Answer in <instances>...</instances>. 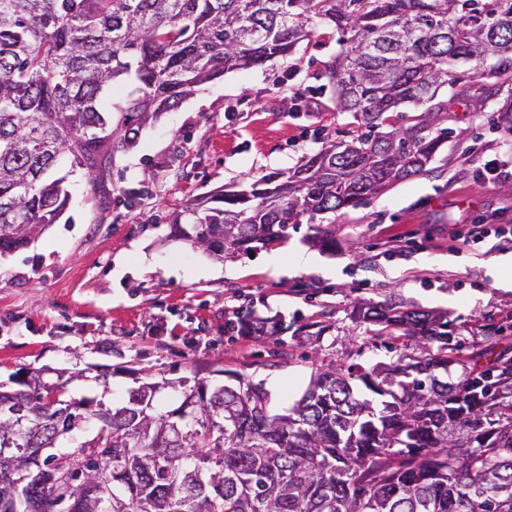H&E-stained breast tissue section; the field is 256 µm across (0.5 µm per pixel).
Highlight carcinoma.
Listing matches in <instances>:
<instances>
[{
	"instance_id": "obj_1",
	"label": "carcinoma",
	"mask_w": 512,
	"mask_h": 512,
	"mask_svg": "<svg viewBox=\"0 0 512 512\" xmlns=\"http://www.w3.org/2000/svg\"><path fill=\"white\" fill-rule=\"evenodd\" d=\"M319 24L340 35L329 80L352 137L291 173L190 199L170 237L221 261L425 172L451 134L438 90L460 84L461 67L512 80V0H0V256L69 209L65 164L97 186L144 122L288 55ZM405 104L428 108L397 127ZM354 320L388 332L397 358L323 365L283 414L239 373L146 381L119 406L72 397L79 374L16 381L0 390V512H512V341L497 328L465 347L448 316L391 301L359 305ZM168 388L179 403L160 412ZM18 412L49 449L20 486L9 475L26 460L7 436ZM89 417L98 430L65 448ZM64 454L123 479L84 504L54 465Z\"/></svg>"
}]
</instances>
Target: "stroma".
I'll return each mask as SVG.
<instances>
[{
	"label": "stroma",
	"mask_w": 512,
	"mask_h": 512,
	"mask_svg": "<svg viewBox=\"0 0 512 512\" xmlns=\"http://www.w3.org/2000/svg\"><path fill=\"white\" fill-rule=\"evenodd\" d=\"M339 50L337 33L320 26L287 57L197 87L114 153L105 196L83 169L69 173L70 223L0 257V384L82 370L75 398L119 405L146 369L213 382L237 372L263 383L280 413L319 365L394 360L376 326L353 321L357 303L446 313L466 340L483 324L512 335V250L495 236L512 227V146L493 126L506 86L470 78L460 101L441 88L451 138L427 172L317 216L334 225V250L313 247L305 223L272 251L224 262L168 240V217L194 196L292 170L323 141L347 139L351 117L326 77ZM490 159L503 167L492 181L481 175ZM473 224L486 226L484 242L453 240ZM298 250L316 265L296 267ZM247 312L282 317L285 329L242 335L235 318Z\"/></svg>",
	"instance_id": "1"
}]
</instances>
